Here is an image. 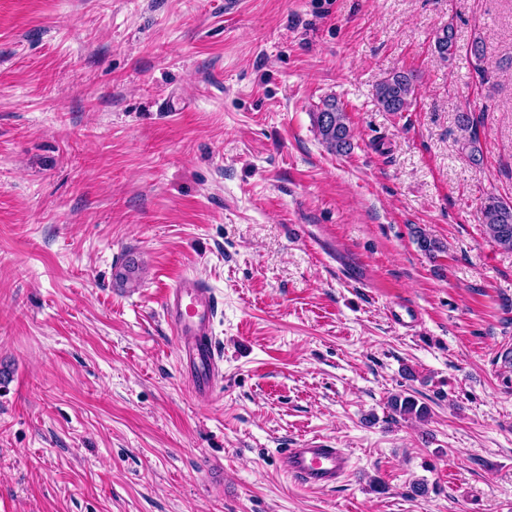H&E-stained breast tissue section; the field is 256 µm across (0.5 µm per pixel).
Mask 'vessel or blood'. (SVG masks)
<instances>
[{
	"label": "vessel or blood",
	"mask_w": 512,
	"mask_h": 512,
	"mask_svg": "<svg viewBox=\"0 0 512 512\" xmlns=\"http://www.w3.org/2000/svg\"><path fill=\"white\" fill-rule=\"evenodd\" d=\"M218 296L199 279L178 276L163 298L162 308L168 329L178 339V359L183 377L200 393L213 390L220 354L212 336L218 314ZM281 467L298 484L312 489L332 488L350 469L344 449L313 438L303 446L285 448Z\"/></svg>",
	"instance_id": "vessel-or-blood-1"
}]
</instances>
